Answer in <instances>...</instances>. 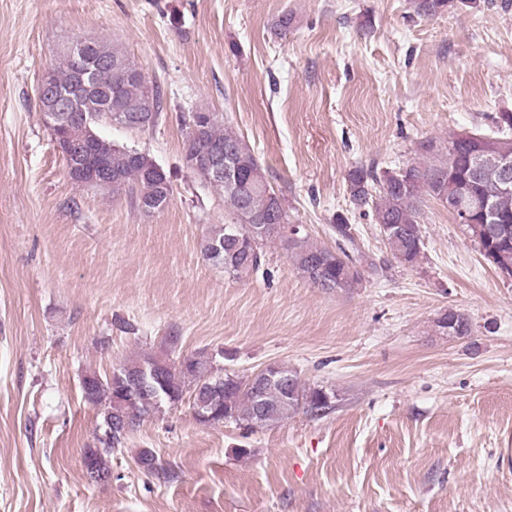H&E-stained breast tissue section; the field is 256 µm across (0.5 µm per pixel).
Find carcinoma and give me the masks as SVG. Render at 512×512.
Segmentation results:
<instances>
[{"mask_svg":"<svg viewBox=\"0 0 512 512\" xmlns=\"http://www.w3.org/2000/svg\"><path fill=\"white\" fill-rule=\"evenodd\" d=\"M417 14L435 16L453 8V0H414ZM82 51L90 60V66L105 64L112 77V95L119 98L125 112H153L160 119L164 110V94L159 84L143 81L138 77L141 68L125 54L102 39H92L88 44L75 41L62 54L60 65L51 72L55 85L73 97L76 108L84 113L96 115L102 111L104 97L98 93H86L75 81L72 55ZM194 115L205 118L200 129V146L210 144H232L242 163L243 189L229 192L224 182L199 177L202 184L212 187L224 195V206L231 222L213 227L202 243L204 257L224 267V272L240 279L259 269L262 249L268 243H277L286 252L292 265L314 287L328 291H347L356 288L364 278L363 266L377 270L355 245L350 226L342 215L336 216L331 231L336 235L337 248L332 250L318 244L301 233L290 238L276 229L278 224L288 223V211L283 197L275 191L265 176L263 168L245 140L232 128L220 122L215 113L198 108ZM495 140H502L512 147V112H501L494 116ZM100 123L90 125V151L97 161L112 165V175L129 189L140 192L145 187L147 176L157 166L149 154H138V150L117 145L99 133ZM417 159L405 163L407 169L396 178L386 170L374 166H357L347 174L348 192L353 205L372 213L380 226L395 224L399 232L388 239L387 248L392 258L401 265L416 266L423 258L424 242L421 215L424 203L429 198L444 202L448 200V173L470 184L472 193L479 199L490 198L494 203L500 223L482 241L479 248L486 250L484 257L500 265L512 267V192L498 190L495 182L496 161H484V171L472 172L465 157L468 145L460 134L448 135L447 144L435 140H424L418 145ZM258 224L268 225V230L254 243L245 236L242 211ZM460 336H470L471 326L467 315L459 310H450L437 320L443 331L448 323ZM213 359L208 357H185L179 361L167 360L158 366L155 355L132 359L112 373L104 376L92 372L82 378L81 386L90 389V405L98 410L101 418L98 442L105 448L101 452L88 449L84 460L86 475L92 482L112 476L111 467L104 452L124 445L130 430L115 414L119 391L123 389L129 372L154 375L151 387L130 396L123 411L131 417V427L162 411L164 405L181 403L184 396L195 394L191 406L201 400L215 413V423H234L253 431L276 424L288 416L302 412L311 418H321L333 409L327 399L335 398L333 390L301 383L299 397L290 401L287 393L277 384L268 383L261 390L263 398L272 406L263 418L257 416V398L246 383L248 376L235 372H223L215 376L207 374Z\"/></svg>","mask_w":512,"mask_h":512,"instance_id":"carcinoma-1","label":"carcinoma"}]
</instances>
